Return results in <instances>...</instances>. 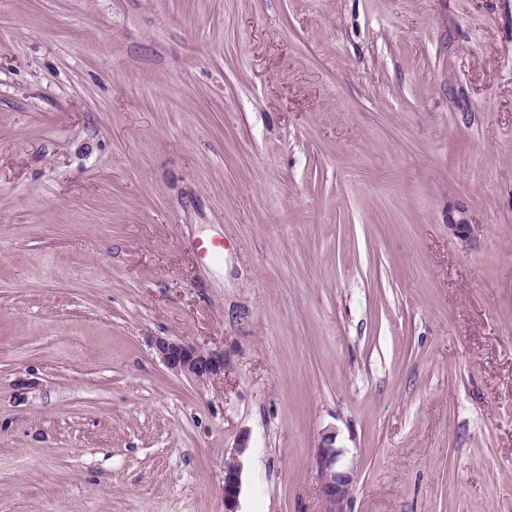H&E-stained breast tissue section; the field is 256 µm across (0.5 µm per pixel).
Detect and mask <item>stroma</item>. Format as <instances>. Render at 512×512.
<instances>
[{
	"label": "stroma",
	"mask_w": 512,
	"mask_h": 512,
	"mask_svg": "<svg viewBox=\"0 0 512 512\" xmlns=\"http://www.w3.org/2000/svg\"><path fill=\"white\" fill-rule=\"evenodd\" d=\"M244 430L240 512L326 430L341 512H512V0H0V512H224ZM448 234L460 242H469L471 224H469L467 210L463 205L448 209ZM150 343L165 367L175 375H184L197 380L224 375L223 353L162 336L152 337ZM250 448L249 433L242 431L231 456L224 461V512H240L238 507L245 476V459Z\"/></svg>",
	"instance_id": "obj_1"
}]
</instances>
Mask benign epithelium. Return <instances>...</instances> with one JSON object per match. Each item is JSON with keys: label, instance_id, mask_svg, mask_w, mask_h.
Returning a JSON list of instances; mask_svg holds the SVG:
<instances>
[{"label": "benign epithelium", "instance_id": "obj_1", "mask_svg": "<svg viewBox=\"0 0 512 512\" xmlns=\"http://www.w3.org/2000/svg\"><path fill=\"white\" fill-rule=\"evenodd\" d=\"M448 234L462 243L470 240L471 224L464 206L448 209ZM150 343L165 367L175 375L206 380L225 371L224 354L204 349L179 339L156 336ZM336 433L325 431L320 445V472L329 512H340L339 504L353 482L349 471L337 468L343 450L337 446ZM250 451L249 433H240L229 459L224 461V512H239V498L245 476V459Z\"/></svg>", "mask_w": 512, "mask_h": 512}]
</instances>
